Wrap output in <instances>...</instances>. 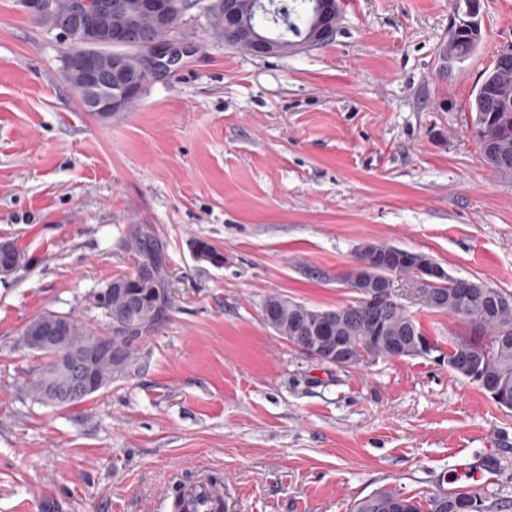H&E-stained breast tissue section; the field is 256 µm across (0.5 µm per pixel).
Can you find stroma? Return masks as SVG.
Returning a JSON list of instances; mask_svg holds the SVG:
<instances>
[{
	"label": "stroma",
	"mask_w": 512,
	"mask_h": 512,
	"mask_svg": "<svg viewBox=\"0 0 512 512\" xmlns=\"http://www.w3.org/2000/svg\"><path fill=\"white\" fill-rule=\"evenodd\" d=\"M456 2L350 0L330 41L265 57L194 8L193 55L102 122L62 79L58 32L0 0V242L27 259L0 277V512H157L170 470L199 461L232 512H355L385 486L426 500L462 464L512 512V411L431 357L312 361L261 313L270 293L355 300L342 274L371 240L512 292V175L484 165L470 112L512 47V0H480L479 48L444 75ZM132 224L165 245L171 311L109 387L38 404L23 329L51 310L108 332L89 298L133 271ZM394 286L440 346L463 331Z\"/></svg>",
	"instance_id": "1"
}]
</instances>
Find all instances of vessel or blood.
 Returning <instances> with one entry per match:
<instances>
[{
	"label": "vessel or blood",
	"mask_w": 512,
	"mask_h": 512,
	"mask_svg": "<svg viewBox=\"0 0 512 512\" xmlns=\"http://www.w3.org/2000/svg\"><path fill=\"white\" fill-rule=\"evenodd\" d=\"M198 478L189 485H180L177 473H170L168 483L175 493H163L162 512H228L230 505L222 486L212 483L208 468L197 465Z\"/></svg>",
	"instance_id": "1"
}]
</instances>
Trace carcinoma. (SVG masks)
I'll return each mask as SVG.
<instances>
[{"label": "carcinoma", "mask_w": 512, "mask_h": 512, "mask_svg": "<svg viewBox=\"0 0 512 512\" xmlns=\"http://www.w3.org/2000/svg\"><path fill=\"white\" fill-rule=\"evenodd\" d=\"M72 0H53V9L37 21L49 30L70 13ZM314 0H291L285 4L288 27L280 32L293 48L305 46L312 22ZM267 18L250 9L237 16L232 26L235 32L228 43L241 48L248 44L249 30L262 28ZM480 36L464 29L448 38L442 49L444 63L461 64L474 52ZM123 59L130 73L138 75L143 67V51L131 43L102 47L96 62L103 73L110 71L112 60ZM471 111L475 112L473 132L477 137L483 163L501 175L512 174V66L494 65L488 69L476 89ZM123 250L133 257V272L118 276L106 285V301L112 315H130L143 324V331L122 335L82 331L65 340L55 338L56 328L71 314L45 311L31 320L22 333L25 349L43 358L27 385L28 393L38 403L52 408L75 405L81 399L66 401L60 397L69 387L57 381L58 363L88 350H98L94 365L97 389L122 376L134 361L137 344L151 332L163 314L172 308V296L167 279V266L162 241L149 224L130 225L122 239ZM198 259L215 267L224 265V253L203 239L193 243ZM371 253L393 259L392 273L412 277V267L404 258L394 255V247L381 242H369ZM382 271L362 254L355 256L344 282L360 285L359 298L341 307L321 309L279 293L267 295L271 318L267 323L276 335L296 348L314 343L325 353L345 342L358 346L366 359L422 357V343L431 336L418 320L408 314L395 297L382 300L371 295L380 287ZM439 300L427 305L433 312L453 317L468 327L458 336L448 339L446 355L448 370L478 386L495 404L512 410V292L486 286L481 281L455 279L447 276L435 288ZM471 500V512H493L485 497L475 492H455L437 495L429 500V512H455L456 503ZM356 512H423L422 504L397 489L384 488L360 501Z\"/></svg>", "instance_id": "cac0c4a2"}]
</instances>
